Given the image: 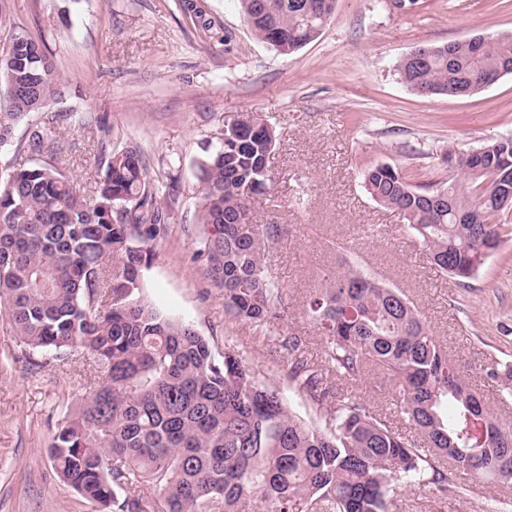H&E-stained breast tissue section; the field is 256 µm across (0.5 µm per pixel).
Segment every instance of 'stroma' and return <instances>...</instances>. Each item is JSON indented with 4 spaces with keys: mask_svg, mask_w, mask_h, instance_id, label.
Masks as SVG:
<instances>
[{
    "mask_svg": "<svg viewBox=\"0 0 512 512\" xmlns=\"http://www.w3.org/2000/svg\"><path fill=\"white\" fill-rule=\"evenodd\" d=\"M212 21L205 31L177 0H0V43L12 32L42 41L66 80L55 149L77 187L99 173L98 148L140 149L157 185L177 174L179 203L169 236L143 271V296L191 323L215 350L232 341L246 364L278 385L299 416L316 412L285 382V354L224 314L192 256L199 246L196 161L239 113L277 133L270 191L252 217L278 224L268 272L285 295L274 333L306 338L321 357L323 336L306 312L312 291L356 259L404 291L447 346L462 378L484 393L503 424L501 399L486 369L512 363V237L467 286L436 271L404 220L367 193L363 174L387 163L412 182L448 177L449 149L467 151L512 134V75L466 98L423 97L402 84L393 65L420 45L512 33V0H338L321 35L283 55L251 35L238 0H193ZM82 357L32 368L7 317L0 316V512H98L56 474L49 445L62 410L93 389ZM448 493L402 487L390 512H487L512 489L457 474Z\"/></svg>",
    "mask_w": 512,
    "mask_h": 512,
    "instance_id": "obj_1",
    "label": "stroma"
}]
</instances>
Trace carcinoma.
<instances>
[{
	"instance_id": "obj_1",
	"label": "carcinoma",
	"mask_w": 512,
	"mask_h": 512,
	"mask_svg": "<svg viewBox=\"0 0 512 512\" xmlns=\"http://www.w3.org/2000/svg\"><path fill=\"white\" fill-rule=\"evenodd\" d=\"M338 0H239L252 35L290 55L315 41ZM395 63L411 91L462 97L512 74V33L420 45ZM31 91L14 90L15 83ZM63 81L43 43L0 48V143L24 121L23 152L0 185V311L34 366L87 356L100 385L66 408L49 448L60 479L112 512H387L393 486L448 490V466L512 488V426L502 425L458 374L422 312L398 288L348 264L310 298L323 354L282 334L285 379L325 419L296 416L231 345L213 349L188 322L142 296V272L173 219L176 195L153 187L134 149L101 154L102 175L76 187L46 150L71 113L53 109ZM40 115V120L31 117ZM276 130L250 112L196 162L194 260L224 291V313L259 336L283 317V291L266 274L281 225L256 224L253 194L268 192ZM448 180L414 185L400 169L364 173L367 192L398 212L427 259L461 285L512 234V136L448 150ZM111 307L102 310V297ZM372 370L395 381L396 407L414 431L373 414L356 394ZM512 395V364L487 368Z\"/></svg>"
}]
</instances>
